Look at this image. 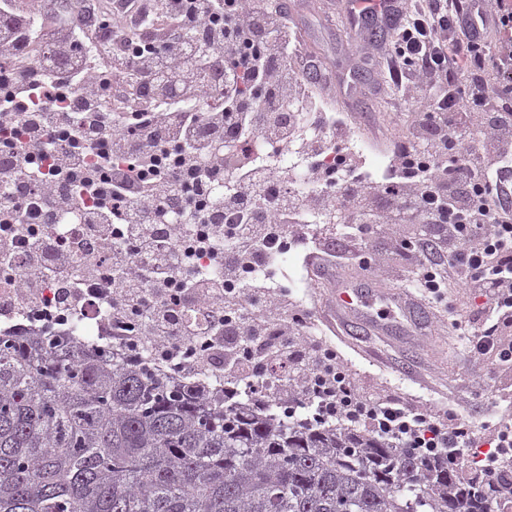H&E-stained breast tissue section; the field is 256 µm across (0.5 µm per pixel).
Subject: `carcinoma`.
<instances>
[{
	"label": "carcinoma",
	"mask_w": 512,
	"mask_h": 512,
	"mask_svg": "<svg viewBox=\"0 0 512 512\" xmlns=\"http://www.w3.org/2000/svg\"><path fill=\"white\" fill-rule=\"evenodd\" d=\"M501 489L133 352L0 335V512H493Z\"/></svg>",
	"instance_id": "obj_1"
}]
</instances>
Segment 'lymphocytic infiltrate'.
Segmentation results:
<instances>
[{"label": "lymphocytic infiltrate", "mask_w": 512, "mask_h": 512, "mask_svg": "<svg viewBox=\"0 0 512 512\" xmlns=\"http://www.w3.org/2000/svg\"><path fill=\"white\" fill-rule=\"evenodd\" d=\"M24 0H0V68L8 88L0 125H25L27 144L0 149V284L23 288L37 306L47 279L60 303L82 313L100 288L112 319L150 337L161 350L189 356L235 325L246 341L275 332L265 365L280 369L289 396L335 385L328 416L390 434L403 448L466 462L475 443L483 468L496 473L512 449V409L495 395L496 420L478 429L456 411L422 410L408 401L363 395L337 353L311 337L310 313L285 286L249 277L257 261L276 263V243L303 251L318 278L343 281L346 269L370 270L382 257L379 238L409 260L398 300L443 302L449 287L474 303L452 320L470 356L512 374V45L492 48L491 35H512V0H391L379 14L389 38L374 57L379 80L411 109L405 131L388 139V164L377 172L350 147L352 112L327 99L335 75L306 53L286 0H43L41 26L30 36ZM81 34V70L54 71L37 41L63 44ZM211 74V81L200 78ZM178 95L161 96L170 81ZM91 101L93 121L69 110L37 112L31 94L58 86ZM306 113L312 132L298 138L289 121ZM280 153L301 151L302 179L283 167L256 166L246 150L260 132ZM221 140L220 151H210ZM52 152L58 180L38 176L37 159ZM224 179L222 201L207 186ZM97 202L85 223L101 230L69 277L73 252L48 230L77 195ZM189 196L205 226L195 245L228 233L224 277L191 274L195 245L181 246L169 222ZM325 213L327 228L312 218ZM398 225L394 236L384 227ZM207 300L213 321L183 320V306Z\"/></svg>", "instance_id": "f902f5d3"}]
</instances>
